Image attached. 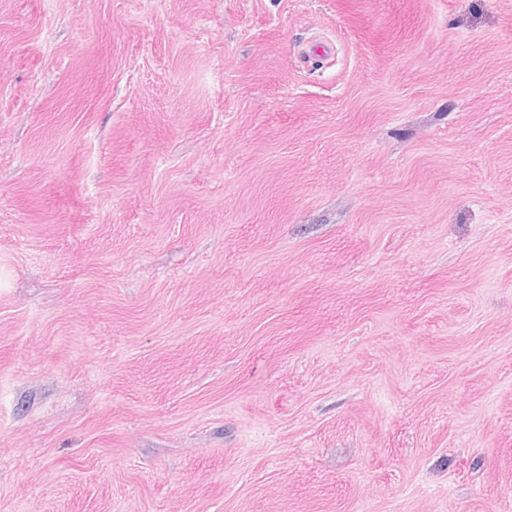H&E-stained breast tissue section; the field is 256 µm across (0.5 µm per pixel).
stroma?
I'll list each match as a JSON object with an SVG mask.
<instances>
[{
    "instance_id": "obj_1",
    "label": "stroma",
    "mask_w": 512,
    "mask_h": 512,
    "mask_svg": "<svg viewBox=\"0 0 512 512\" xmlns=\"http://www.w3.org/2000/svg\"><path fill=\"white\" fill-rule=\"evenodd\" d=\"M0 512H512V0H0Z\"/></svg>"
}]
</instances>
